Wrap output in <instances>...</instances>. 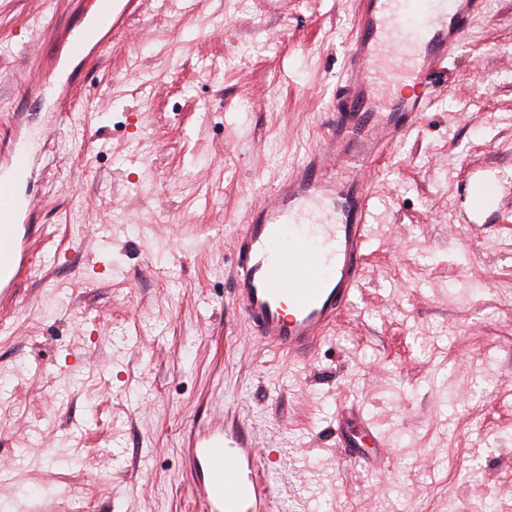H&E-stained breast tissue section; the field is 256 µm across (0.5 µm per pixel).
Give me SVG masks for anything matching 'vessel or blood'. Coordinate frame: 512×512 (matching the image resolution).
<instances>
[{
  "label": "vessel or blood",
  "mask_w": 512,
  "mask_h": 512,
  "mask_svg": "<svg viewBox=\"0 0 512 512\" xmlns=\"http://www.w3.org/2000/svg\"><path fill=\"white\" fill-rule=\"evenodd\" d=\"M485 0H358L326 130L308 159L251 203L229 240L231 299L250 334L288 358H309L362 286L370 233L371 188L383 157L415 129L434 84ZM139 0H93L99 21L123 31ZM0 170V298L23 269L21 225L38 207L18 178L31 165L10 142ZM341 452L390 468L386 440L364 416L339 417ZM185 452L202 512H277L280 464L260 448L233 410L191 434Z\"/></svg>",
  "instance_id": "vessel-or-blood-1"
}]
</instances>
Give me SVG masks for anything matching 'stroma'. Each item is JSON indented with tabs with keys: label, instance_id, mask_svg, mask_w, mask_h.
I'll use <instances>...</instances> for the list:
<instances>
[{
	"label": "stroma",
	"instance_id": "stroma-1",
	"mask_svg": "<svg viewBox=\"0 0 512 512\" xmlns=\"http://www.w3.org/2000/svg\"><path fill=\"white\" fill-rule=\"evenodd\" d=\"M356 11L143 0L94 63L62 57L33 110L21 76L82 5L0 0V134L24 108L32 134L56 126L0 303V512H198L185 440L228 405L286 460L279 512L512 505V0H487L376 179L372 256L327 341L291 361L233 310L232 226L315 147ZM342 408L390 442L389 475L343 464Z\"/></svg>",
	"mask_w": 512,
	"mask_h": 512
}]
</instances>
